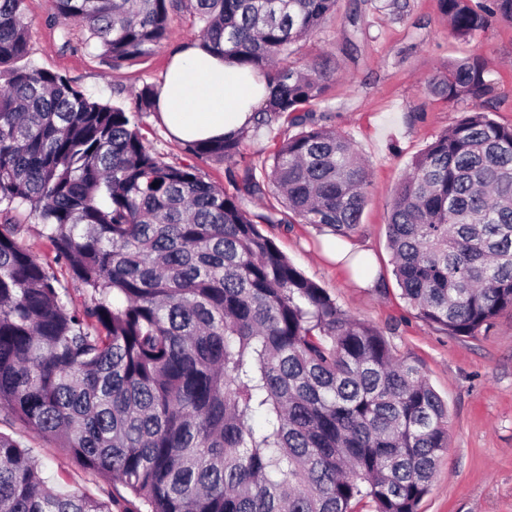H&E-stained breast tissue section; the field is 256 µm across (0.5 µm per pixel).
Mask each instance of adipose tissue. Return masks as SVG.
Here are the masks:
<instances>
[{"label":"adipose tissue","mask_w":512,"mask_h":512,"mask_svg":"<svg viewBox=\"0 0 512 512\" xmlns=\"http://www.w3.org/2000/svg\"><path fill=\"white\" fill-rule=\"evenodd\" d=\"M264 94L260 74L189 45L173 56L160 89L159 107L173 137L192 143L239 131Z\"/></svg>","instance_id":"obj_1"}]
</instances>
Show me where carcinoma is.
<instances>
[{
    "instance_id": "cac0c4a2",
    "label": "carcinoma",
    "mask_w": 512,
    "mask_h": 512,
    "mask_svg": "<svg viewBox=\"0 0 512 512\" xmlns=\"http://www.w3.org/2000/svg\"><path fill=\"white\" fill-rule=\"evenodd\" d=\"M438 3L463 39L512 20V0ZM336 6L50 0V22L77 23L82 47L114 68L155 53L171 17L188 13L198 47L262 72L251 129L185 144L230 163L248 132L295 130L264 179L247 167L229 193L148 145L139 115L158 111L157 84L128 111L23 63L25 0H0V416L130 495L62 493L0 432V512H418L448 448L447 405L259 229L347 238L367 206L366 163L313 109L327 70L288 63ZM60 38L75 49L68 25ZM428 88L449 102L493 91L475 58ZM24 211L52 260L22 242ZM387 238L402 296L426 323L474 336L512 310V125L480 106L438 136L399 186Z\"/></svg>"
}]
</instances>
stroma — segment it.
I'll return each instance as SVG.
<instances>
[{"label":"stroma","instance_id":"1","mask_svg":"<svg viewBox=\"0 0 512 512\" xmlns=\"http://www.w3.org/2000/svg\"><path fill=\"white\" fill-rule=\"evenodd\" d=\"M32 22V65L60 72L88 95L126 109L143 83H160L172 53L192 42L188 15L172 17L168 37L153 55L113 68L94 50H60L50 26L49 0H25ZM474 57L495 82L489 96L495 119L512 123V22L494 18L474 37L457 38L437 0H339L335 13L302 42L299 64H325L331 73L328 123L346 135L369 164V201L350 244L370 252L374 285L363 288L323 255L335 242L328 229L309 224H266L262 231L341 310L375 327L393 354L417 366L448 406V449L419 512H512V311L473 337L428 325L399 296L387 243V219L396 189L412 161L472 108L471 99L448 102L425 83L447 74L451 62ZM153 149L168 162H191L171 139L159 113L142 117ZM282 124L243 146L238 161L196 162L205 180L232 190L230 173L261 167L274 144L288 137ZM0 432L26 445L40 476L63 492L95 498L123 495L121 484L93 474L65 449L0 421Z\"/></svg>","mask_w":512,"mask_h":512}]
</instances>
